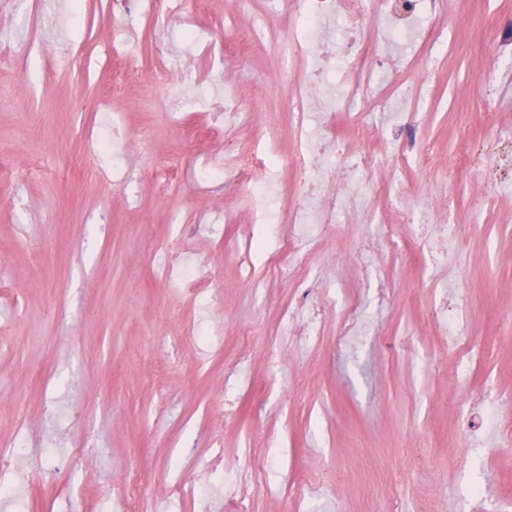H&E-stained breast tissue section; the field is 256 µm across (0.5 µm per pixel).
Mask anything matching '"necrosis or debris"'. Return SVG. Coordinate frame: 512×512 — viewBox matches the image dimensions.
Wrapping results in <instances>:
<instances>
[{
	"label": "necrosis or debris",
	"mask_w": 512,
	"mask_h": 512,
	"mask_svg": "<svg viewBox=\"0 0 512 512\" xmlns=\"http://www.w3.org/2000/svg\"><path fill=\"white\" fill-rule=\"evenodd\" d=\"M183 0H113L112 12L137 15L153 26L182 8ZM428 14L448 32V0H263L258 25L250 37L273 44L277 59L264 82L291 81L289 95L293 150L278 155L266 147V162L256 156H240L232 185L255 201L252 221L278 227L279 247L267 259L274 265L293 261L291 284L310 288L317 276L305 257L313 248L311 236L294 232L297 224L330 227L386 211L393 195L407 193V176L417 166L449 169L482 179L496 162V154L474 158L472 149L441 161L423 131L422 118L435 104V81L429 63L433 40L423 41L414 53H387L388 35L409 33L421 14ZM129 28L113 25L112 54L128 59L122 83L164 81L172 71L170 54L156 47L148 61L135 57ZM396 111L388 139L355 148L340 132L341 125L359 130L379 112ZM296 174L299 202L287 213L272 211L267 195L278 185L283 169ZM398 174L390 183L385 171ZM291 230H284V223ZM467 225L453 219L448 204L428 199L419 213L398 209L394 223L375 222L373 235L400 252L405 239L434 234L438 242L466 235Z\"/></svg>",
	"instance_id": "1"
}]
</instances>
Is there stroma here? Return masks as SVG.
Instances as JSON below:
<instances>
[{"instance_id": "obj_1", "label": "stroma", "mask_w": 512, "mask_h": 512, "mask_svg": "<svg viewBox=\"0 0 512 512\" xmlns=\"http://www.w3.org/2000/svg\"><path fill=\"white\" fill-rule=\"evenodd\" d=\"M1 11L16 25L0 36V449L25 424L38 434L25 466L66 454L88 430L98 453L68 491L18 490L0 512H126L133 477L146 480L148 512H194L169 497L177 483L202 486L208 512H224L223 482L204 480L216 438L225 467L244 448L269 460L249 486L253 512H512V440L485 431L487 452L475 455L459 437L468 401L486 388L512 415V222L503 220L512 164L493 179L491 210L476 204L467 174L416 180L419 198L445 197L471 227L447 265L417 240L401 258L379 250L371 266L340 263L338 251L367 242L368 225L322 229L310 253L318 288L297 315L309 333L284 335L294 291L249 239L251 198L197 173L233 168L237 153L270 139L288 151L286 88L266 94L251 126L204 142L209 116L194 93L177 94L167 112L156 105L166 86L114 93L110 0H0ZM223 14L224 0H188L150 41L193 59L208 93L233 83L249 107L273 49L226 34L241 60L210 71L205 33ZM501 14L512 15V0H467L452 55L433 54L437 89L453 104L428 115L425 130L444 155L462 136L486 135V112L512 128V64L484 36ZM116 114L128 138L67 178L88 127H109ZM30 153L38 167L21 165ZM116 156L129 173L122 187L112 182ZM157 160L171 169L154 171ZM228 209L238 223H224ZM452 271L462 274L455 302L469 320L470 361L431 309ZM355 292L362 326L347 341L340 296ZM186 325L205 337L181 335ZM242 330L251 344L240 363ZM305 473L313 482L298 500L289 490ZM475 484L482 497L471 496Z\"/></svg>"}]
</instances>
